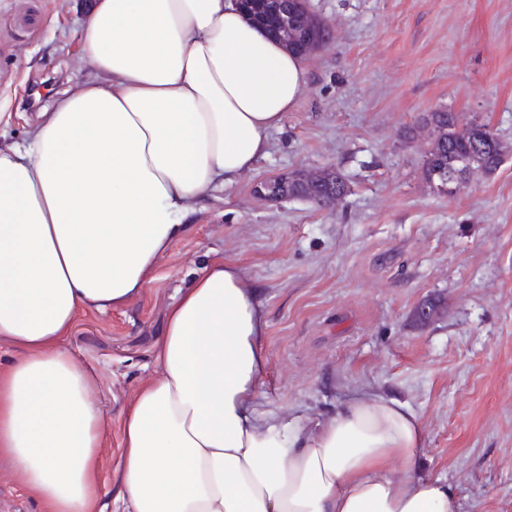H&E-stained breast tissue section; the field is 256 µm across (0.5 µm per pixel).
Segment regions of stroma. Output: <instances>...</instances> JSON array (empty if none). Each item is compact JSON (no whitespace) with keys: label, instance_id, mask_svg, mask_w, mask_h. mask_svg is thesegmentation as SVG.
<instances>
[{"label":"stroma","instance_id":"35a3bbf8","mask_svg":"<svg viewBox=\"0 0 512 512\" xmlns=\"http://www.w3.org/2000/svg\"><path fill=\"white\" fill-rule=\"evenodd\" d=\"M79 0H0V146L21 144L58 91L90 72ZM329 29L268 149L217 188L139 294L81 316L66 347L112 420L101 502L116 512L123 415L159 368L166 312L214 257L259 290L269 368L260 409L317 423L364 393L418 415L423 462L463 512H512V0H308ZM489 124L500 167L457 192L426 182L430 112ZM338 169L347 196L270 202L253 186ZM427 307L431 315L420 320Z\"/></svg>","mask_w":512,"mask_h":512}]
</instances>
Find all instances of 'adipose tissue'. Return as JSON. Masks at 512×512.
I'll use <instances>...</instances> for the list:
<instances>
[{
    "label": "adipose tissue",
    "instance_id": "1",
    "mask_svg": "<svg viewBox=\"0 0 512 512\" xmlns=\"http://www.w3.org/2000/svg\"><path fill=\"white\" fill-rule=\"evenodd\" d=\"M92 71L0 148V463L42 512H96L110 420L65 347L146 288L210 192L264 156L307 82L235 0H82ZM265 320L213 259L166 314L160 373L125 408L122 512H461L424 473L417 415L357 395L313 424L256 404Z\"/></svg>",
    "mask_w": 512,
    "mask_h": 512
}]
</instances>
